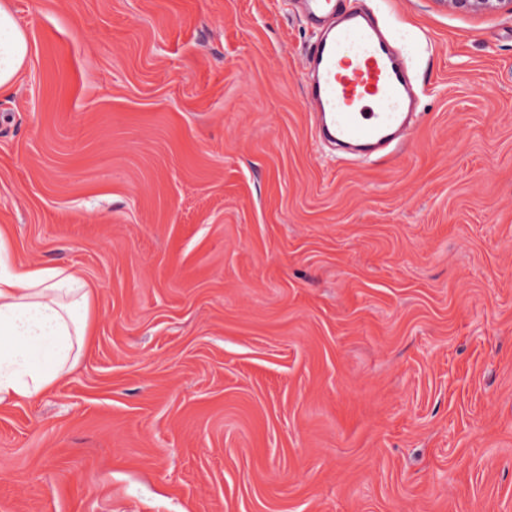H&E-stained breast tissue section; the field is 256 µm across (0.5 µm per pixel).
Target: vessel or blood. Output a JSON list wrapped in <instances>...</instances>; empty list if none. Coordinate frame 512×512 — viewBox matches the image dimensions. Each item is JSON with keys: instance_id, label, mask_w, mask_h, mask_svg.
I'll list each match as a JSON object with an SVG mask.
<instances>
[{"instance_id": "vessel-or-blood-1", "label": "vessel or blood", "mask_w": 512, "mask_h": 512, "mask_svg": "<svg viewBox=\"0 0 512 512\" xmlns=\"http://www.w3.org/2000/svg\"><path fill=\"white\" fill-rule=\"evenodd\" d=\"M315 39L300 74L314 142L331 159L375 164L404 153L420 91L375 16L351 0H294Z\"/></svg>"}]
</instances>
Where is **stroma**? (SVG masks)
Listing matches in <instances>:
<instances>
[{"label":"stroma","instance_id":"1","mask_svg":"<svg viewBox=\"0 0 512 512\" xmlns=\"http://www.w3.org/2000/svg\"><path fill=\"white\" fill-rule=\"evenodd\" d=\"M5 2L0 224L100 295L0 405V512H512V14L358 0L422 91L372 166L286 0ZM31 55L27 33L5 4H0V97L11 95L15 81Z\"/></svg>","mask_w":512,"mask_h":512}]
</instances>
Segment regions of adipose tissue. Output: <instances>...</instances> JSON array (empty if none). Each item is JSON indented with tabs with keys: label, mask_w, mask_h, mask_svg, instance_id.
<instances>
[{
	"label": "adipose tissue",
	"mask_w": 512,
	"mask_h": 512,
	"mask_svg": "<svg viewBox=\"0 0 512 512\" xmlns=\"http://www.w3.org/2000/svg\"><path fill=\"white\" fill-rule=\"evenodd\" d=\"M30 55L27 33L0 0V97ZM97 294L75 268L13 261L11 232L0 225V404L46 394L76 368Z\"/></svg>",
	"instance_id": "obj_1"
}]
</instances>
